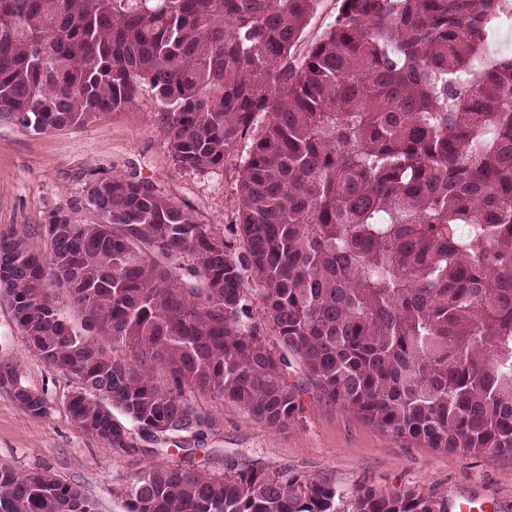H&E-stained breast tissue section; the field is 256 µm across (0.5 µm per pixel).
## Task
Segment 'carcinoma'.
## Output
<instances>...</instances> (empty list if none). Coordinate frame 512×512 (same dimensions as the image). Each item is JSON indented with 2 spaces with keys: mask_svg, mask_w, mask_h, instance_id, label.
<instances>
[{
  "mask_svg": "<svg viewBox=\"0 0 512 512\" xmlns=\"http://www.w3.org/2000/svg\"><path fill=\"white\" fill-rule=\"evenodd\" d=\"M473 2L337 0L299 57L318 0H0V120L82 126L146 84L185 172L224 166L252 134L226 235L154 186L112 177L88 190L99 221L55 214L0 239V296L17 326L84 383L66 402L76 424L114 448L129 447L114 409L145 441L198 435L196 389L281 431L311 389L400 440L512 455V58L485 43L512 23V0ZM293 360L302 387L288 382ZM147 365L171 387L137 371ZM13 397L47 413L29 389ZM0 488V512H98L45 472L1 470ZM126 496L127 512L343 502L329 484L256 468L152 466ZM449 509L432 493L364 489L349 512ZM84 338L90 346L103 350L105 354L112 358L114 361L125 364H131L134 362L130 349L122 346L121 344H112V341L106 340L91 333H86Z\"/></svg>",
  "mask_w": 512,
  "mask_h": 512,
  "instance_id": "cac0c4a2",
  "label": "carcinoma"
}]
</instances>
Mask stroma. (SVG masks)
<instances>
[{
    "label": "stroma",
    "instance_id": "obj_1",
    "mask_svg": "<svg viewBox=\"0 0 512 512\" xmlns=\"http://www.w3.org/2000/svg\"><path fill=\"white\" fill-rule=\"evenodd\" d=\"M250 144L247 137L236 143L221 169L182 171L171 160L159 106L146 87L130 107L83 127L38 134L0 122V236L29 234L55 214L81 224L97 222L87 186L112 176L153 184L200 222L224 231L238 221L236 186ZM0 364L14 366L22 383L48 406L45 415L35 417L0 390V469L46 471L79 484L99 512H126L133 476L170 464L216 477L231 468L288 469L335 486L347 505L372 488L432 491L452 502H478L487 512H512V455L440 452L402 441L311 392L302 397L299 422L274 431L222 398L191 391L189 402L206 422L201 439L176 434L168 437L166 452L153 454L132 427L128 447H111L71 420L66 402L79 388L76 376L33 352L2 299Z\"/></svg>",
    "mask_w": 512,
    "mask_h": 512
}]
</instances>
